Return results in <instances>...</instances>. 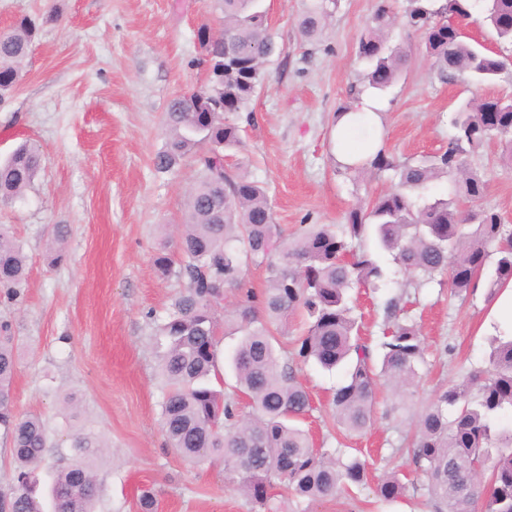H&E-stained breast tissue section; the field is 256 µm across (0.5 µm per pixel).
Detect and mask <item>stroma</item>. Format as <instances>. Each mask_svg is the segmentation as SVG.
Here are the masks:
<instances>
[{
	"instance_id": "obj_1",
	"label": "stroma",
	"mask_w": 512,
	"mask_h": 512,
	"mask_svg": "<svg viewBox=\"0 0 512 512\" xmlns=\"http://www.w3.org/2000/svg\"><path fill=\"white\" fill-rule=\"evenodd\" d=\"M310 0H263L277 45L266 80L253 98L245 148L232 157L240 172L263 183L275 221L288 231L303 224L340 225L353 207L393 188L392 172L367 176L338 167L331 127L336 112L366 90L367 65L356 37L372 23L376 0H338L320 39L298 28ZM37 32L17 89L0 100V159L19 144L38 145L42 166L24 196L0 204L27 257L28 279L15 298L0 292V322L20 342L14 408L46 420L53 443L85 428L110 450L97 464V512H139L142 489L155 494L156 512H429L425 479L402 453L408 419H388L390 388L377 397L378 416L363 434L339 430L329 404L343 370L299 365L298 381L312 408L301 426L316 446L355 448L369 464L368 483L322 503L275 490L266 507L238 493L222 463L190 467L169 448L160 424L155 321L182 281L154 265L165 228L182 223L191 164L157 172L165 143L163 117L177 94L200 89L206 74L198 32L221 30L214 0H0V29L23 17ZM392 41L411 61L377 98L386 106V148L398 160L434 155L448 144L455 111L476 95H512V68L476 87L456 77L442 82L421 33L395 27ZM490 143L470 155L488 182L483 207L512 225V165ZM68 229L52 242L54 225ZM389 268L390 284L350 292L354 314L371 343L383 336L384 301L407 289L410 321L425 343L426 363L415 400L471 370L486 367L490 341L511 320L496 317L487 286L450 296L447 284L408 285ZM400 470L406 497L377 502L376 484Z\"/></svg>"
}]
</instances>
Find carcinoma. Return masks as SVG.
Listing matches in <instances>:
<instances>
[{
	"mask_svg": "<svg viewBox=\"0 0 512 512\" xmlns=\"http://www.w3.org/2000/svg\"><path fill=\"white\" fill-rule=\"evenodd\" d=\"M224 28L216 38H201L206 87L172 98L164 115L166 142L153 159L160 172L186 160L197 177L184 204L173 248L154 259L162 275L186 280L167 316L157 325L159 376L163 384L161 425L169 447L197 466L224 462L236 489L263 507L270 490L321 502L347 493L368 478L358 455L315 447L297 426L311 409V397L297 381L295 365L313 362L331 371L344 369L331 404L336 426L349 433L371 427L379 381L396 396L392 412L412 400L425 362L419 329L407 319L404 294L383 306V339L374 346L362 336L349 305L353 288L377 289L388 280L377 252L392 257L415 286L448 275V288L461 297L496 256L490 294L512 280V226L477 203L487 182L468 157L496 139L500 161L512 165V98L477 97L457 112L456 134L430 159L399 161L381 150L359 166L372 174L388 170L397 188L376 196L367 207L351 209L346 223L304 224L288 236L276 224L268 190L262 183L224 163V152L243 146L238 115L249 111L264 65L276 46L262 0H215ZM406 25L422 32L425 51L442 80L464 75L472 83L493 82L506 69L503 52H493L461 34L453 21L471 17L473 0H444L434 7L409 0ZM485 22L496 41L512 46V0H482ZM337 0H313L299 27L313 39L322 35ZM393 23L391 0H378L374 25L357 39L359 57L371 68L368 86L385 90L408 61L388 45ZM36 23L21 19L0 33V95L21 80ZM41 166L36 146L23 144L0 163V203L19 198ZM453 180L447 196H427L432 184ZM265 266L262 294L246 287L244 272ZM27 262L11 228L0 225V288L17 295ZM235 292V309L221 314L224 295ZM305 321L292 357L281 358L276 345L288 332L277 328L288 316ZM240 339L229 353L236 385L226 394L213 385L218 375L219 331ZM19 345L11 324H0V429L9 439L14 477L0 498L9 512H43L39 469L52 447L50 431L38 416L14 410L12 382ZM251 404L241 410L240 397ZM512 411V338L499 340L488 366L441 388L417 414L403 439L414 469L427 479L433 512H512V427L501 415ZM104 444L93 433L71 435L70 454L60 456L52 474L53 512H97L99 485L93 463ZM407 475L393 471L376 485L384 502L403 498Z\"/></svg>",
	"mask_w": 512,
	"mask_h": 512,
	"instance_id": "obj_1",
	"label": "carcinoma"
}]
</instances>
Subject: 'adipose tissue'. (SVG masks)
Returning a JSON list of instances; mask_svg holds the SVG:
<instances>
[{
    "mask_svg": "<svg viewBox=\"0 0 512 512\" xmlns=\"http://www.w3.org/2000/svg\"><path fill=\"white\" fill-rule=\"evenodd\" d=\"M381 106L370 95H361L352 108L338 114L332 127V140L337 163L354 166L362 159L375 154L384 145L381 131ZM368 128L369 137L360 144H353L356 129Z\"/></svg>",
    "mask_w": 512,
    "mask_h": 512,
    "instance_id": "ef3b65f1",
    "label": "adipose tissue"
}]
</instances>
